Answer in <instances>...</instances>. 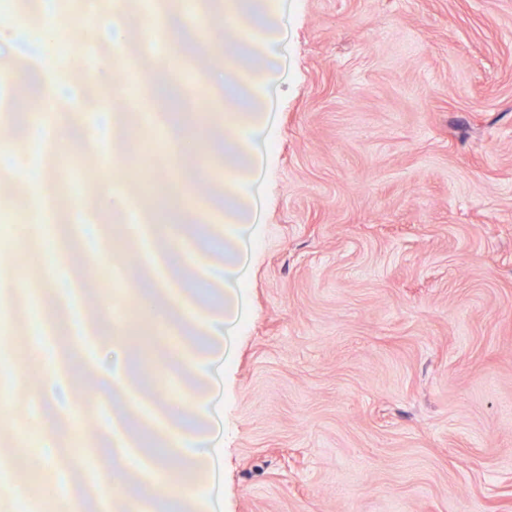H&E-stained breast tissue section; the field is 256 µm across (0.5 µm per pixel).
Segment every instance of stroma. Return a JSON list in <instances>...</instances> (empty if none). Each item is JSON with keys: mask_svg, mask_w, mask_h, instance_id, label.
Listing matches in <instances>:
<instances>
[{"mask_svg": "<svg viewBox=\"0 0 512 512\" xmlns=\"http://www.w3.org/2000/svg\"><path fill=\"white\" fill-rule=\"evenodd\" d=\"M224 512H512V0H296ZM80 166L47 155L88 195ZM39 293L0 288V418ZM26 512L63 508L31 463Z\"/></svg>", "mask_w": 512, "mask_h": 512, "instance_id": "35a3bbf8", "label": "stroma"}]
</instances>
